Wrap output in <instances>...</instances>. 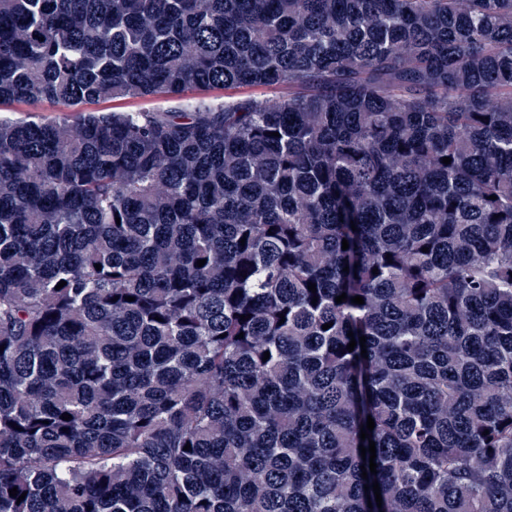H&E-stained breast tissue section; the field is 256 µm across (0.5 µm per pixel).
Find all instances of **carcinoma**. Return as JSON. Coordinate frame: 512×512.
<instances>
[{
	"mask_svg": "<svg viewBox=\"0 0 512 512\" xmlns=\"http://www.w3.org/2000/svg\"><path fill=\"white\" fill-rule=\"evenodd\" d=\"M147 97L0 113V512H512V0H0ZM204 95L218 101H224V99L237 98L240 96H253L260 99H267L271 98L274 92L265 87H247L213 90L204 93ZM172 103L163 99H146L133 102H114L112 104H85L81 108L85 111H104L111 107H118L122 110L138 111V110H153V109H166ZM1 112H8L12 118L25 120L29 118H42L55 120L63 117L74 118L77 112L63 104H50L46 102H15L2 104Z\"/></svg>",
	"mask_w": 512,
	"mask_h": 512,
	"instance_id": "1",
	"label": "carcinoma"
}]
</instances>
